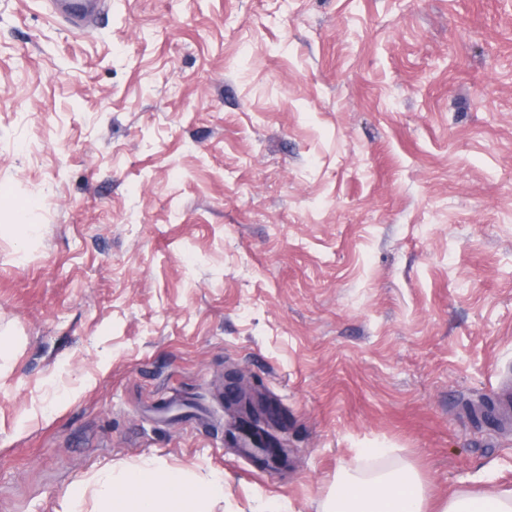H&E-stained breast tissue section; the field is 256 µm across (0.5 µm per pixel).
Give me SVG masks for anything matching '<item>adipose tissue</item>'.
<instances>
[{
	"label": "adipose tissue",
	"mask_w": 512,
	"mask_h": 512,
	"mask_svg": "<svg viewBox=\"0 0 512 512\" xmlns=\"http://www.w3.org/2000/svg\"><path fill=\"white\" fill-rule=\"evenodd\" d=\"M223 496V478L199 480L190 471L145 461L73 484L64 495L63 512H83L89 499L99 512H206ZM426 504V490L411 469L366 476L352 470L337 478L322 512H426ZM435 512H512V491L458 490L438 500Z\"/></svg>",
	"instance_id": "obj_1"
}]
</instances>
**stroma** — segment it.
<instances>
[{"label":"stroma","mask_w":512,"mask_h":512,"mask_svg":"<svg viewBox=\"0 0 512 512\" xmlns=\"http://www.w3.org/2000/svg\"><path fill=\"white\" fill-rule=\"evenodd\" d=\"M0 512L150 459L322 512L370 448L512 488V0H0ZM288 419L226 447L227 371ZM53 12L61 15L75 27H81L97 14L93 5L102 3V0H51ZM499 394L493 408V414L504 425H512V385L509 382L506 386L499 382Z\"/></svg>","instance_id":"1"}]
</instances>
